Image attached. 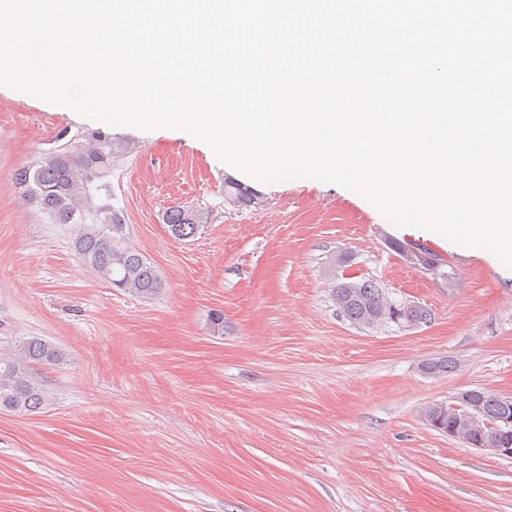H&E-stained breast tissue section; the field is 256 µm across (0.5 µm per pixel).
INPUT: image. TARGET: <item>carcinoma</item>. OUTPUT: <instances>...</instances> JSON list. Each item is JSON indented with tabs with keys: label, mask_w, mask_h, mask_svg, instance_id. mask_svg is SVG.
Here are the masks:
<instances>
[{
	"label": "carcinoma",
	"mask_w": 512,
	"mask_h": 512,
	"mask_svg": "<svg viewBox=\"0 0 512 512\" xmlns=\"http://www.w3.org/2000/svg\"><path fill=\"white\" fill-rule=\"evenodd\" d=\"M112 169V144L101 142L81 152L63 151L31 170L24 168L16 179L28 197L46 211L56 223L75 226L74 250L84 266L111 288L132 296L152 299L165 288L154 263L125 242L124 228L109 205L95 209L88 205L90 185ZM224 195L236 206L259 204L249 188L231 178L224 179ZM165 223L176 238L196 234L203 215L188 206H173L165 214ZM393 248L416 268H432V275L448 280L452 275L442 271L446 260L415 241L395 242ZM340 312L352 324L364 328H380L391 324L409 327L421 319L412 303L389 299L384 289L372 280L342 281L332 289ZM62 350L47 340L32 336L22 339L0 353V411L31 414L45 408L52 393L36 372V367L57 364L63 360ZM471 402L484 418L494 421L512 417V398L480 388ZM426 419L443 434H450L456 419L430 406ZM472 441L495 447L492 431L479 424L466 430Z\"/></svg>",
	"instance_id": "cac0c4a2"
}]
</instances>
